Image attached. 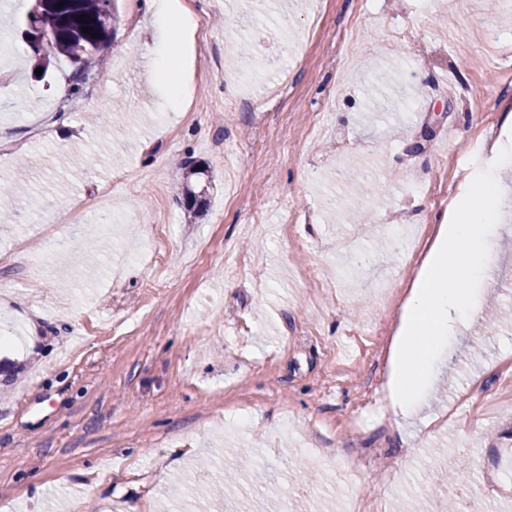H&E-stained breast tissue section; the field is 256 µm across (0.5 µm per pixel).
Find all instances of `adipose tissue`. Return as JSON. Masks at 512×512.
<instances>
[{
  "mask_svg": "<svg viewBox=\"0 0 512 512\" xmlns=\"http://www.w3.org/2000/svg\"><path fill=\"white\" fill-rule=\"evenodd\" d=\"M157 26L167 38L155 48L159 70L170 88L173 108H182L186 93L172 60L193 25L190 13L172 0H149ZM512 164V140L497 139L489 148L481 175L463 188L446 223L440 224L403 304L402 323L394 338L390 396L397 415L414 413L429 386L435 363L453 338L451 322L481 318L483 309L474 286L491 266L490 243L499 226L501 167Z\"/></svg>",
  "mask_w": 512,
  "mask_h": 512,
  "instance_id": "adipose-tissue-1",
  "label": "adipose tissue"
}]
</instances>
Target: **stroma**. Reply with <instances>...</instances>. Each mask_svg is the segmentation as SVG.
I'll return each mask as SVG.
<instances>
[{
  "label": "stroma",
  "instance_id": "obj_1",
  "mask_svg": "<svg viewBox=\"0 0 512 512\" xmlns=\"http://www.w3.org/2000/svg\"><path fill=\"white\" fill-rule=\"evenodd\" d=\"M117 0L109 44L43 75L24 36L34 0L0 20V512H444L443 451L512 512V322L460 327L419 417L384 401L409 285L477 159L512 111V21L487 0H179L190 104L172 111L151 52L165 35ZM211 170L187 221L176 178ZM374 187L357 222L337 216ZM482 299L512 305V168ZM359 195V194H358ZM62 268L41 283L51 226ZM426 227L411 247L388 218ZM328 460L321 469L312 462Z\"/></svg>",
  "mask_w": 512,
  "mask_h": 512
}]
</instances>
